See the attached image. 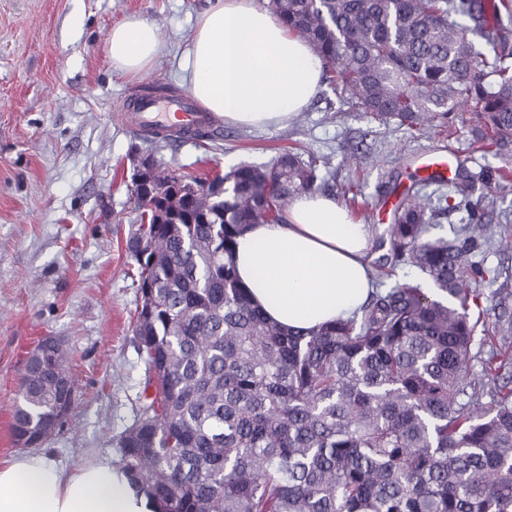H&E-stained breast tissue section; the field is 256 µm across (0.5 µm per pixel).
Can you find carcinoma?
Returning a JSON list of instances; mask_svg holds the SVG:
<instances>
[{"label": "carcinoma", "mask_w": 512, "mask_h": 512, "mask_svg": "<svg viewBox=\"0 0 512 512\" xmlns=\"http://www.w3.org/2000/svg\"><path fill=\"white\" fill-rule=\"evenodd\" d=\"M308 41L341 102L375 119L447 129L475 115L484 149L512 148V0H270ZM139 224L127 241L141 293L135 338L146 364L139 417L116 465L161 512H512V323L474 347L470 304L498 244L473 199L512 171L458 166L411 192L369 254L374 289L346 319L312 330L269 321L240 285L236 239L280 220L317 187L288 151L217 180L144 170ZM464 213L453 236L431 221ZM409 266L429 280L388 290ZM482 378L472 376L471 362ZM26 370L12 433L45 431L73 405L67 357ZM489 401L482 402L483 397Z\"/></svg>", "instance_id": "1"}]
</instances>
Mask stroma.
I'll use <instances>...</instances> for the list:
<instances>
[{"label": "stroma", "instance_id": "35a3bbf8", "mask_svg": "<svg viewBox=\"0 0 512 512\" xmlns=\"http://www.w3.org/2000/svg\"><path fill=\"white\" fill-rule=\"evenodd\" d=\"M207 0H0V463L21 454L12 412L29 353L46 336L64 346L75 384L65 423L39 447L68 470L117 461V439L139 414L146 366L134 337L141 294L126 248L137 213L133 159L200 178L284 151L317 165L323 191L355 188L356 221L379 234L391 188L411 185L421 155L472 170L511 167L512 151H483L470 113L450 131L379 124L329 85L284 128L225 126L195 142L139 134L115 118L144 87L189 88L181 63ZM153 22L160 52L137 78L116 73L112 27ZM481 305L512 320V247L482 254Z\"/></svg>", "mask_w": 512, "mask_h": 512}]
</instances>
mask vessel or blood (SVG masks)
Listing matches in <instances>:
<instances>
[{"label":"vessel or blood","instance_id":"vessel-or-blood-1","mask_svg":"<svg viewBox=\"0 0 512 512\" xmlns=\"http://www.w3.org/2000/svg\"><path fill=\"white\" fill-rule=\"evenodd\" d=\"M123 122L132 124L141 133H159L172 131L192 134L203 128L219 127L220 122L214 113L199 111L189 94L181 93L162 101L143 94L136 97L122 116ZM422 177L449 179L452 169L447 160L424 156L419 166Z\"/></svg>","mask_w":512,"mask_h":512}]
</instances>
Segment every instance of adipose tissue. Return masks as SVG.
<instances>
[{
	"mask_svg": "<svg viewBox=\"0 0 512 512\" xmlns=\"http://www.w3.org/2000/svg\"><path fill=\"white\" fill-rule=\"evenodd\" d=\"M153 23L113 27L112 66L148 71L159 52ZM189 88L204 111L242 127H283L313 100L322 63L278 15L254 0H212L199 13L189 52ZM368 225L335 197H296L281 221L253 224L238 238L237 275L252 305L290 329H313L356 312L371 289ZM108 462L65 470L27 453L0 465V512H159Z\"/></svg>",
	"mask_w": 512,
	"mask_h": 512,
	"instance_id": "ef3b65f1",
	"label": "adipose tissue"
}]
</instances>
